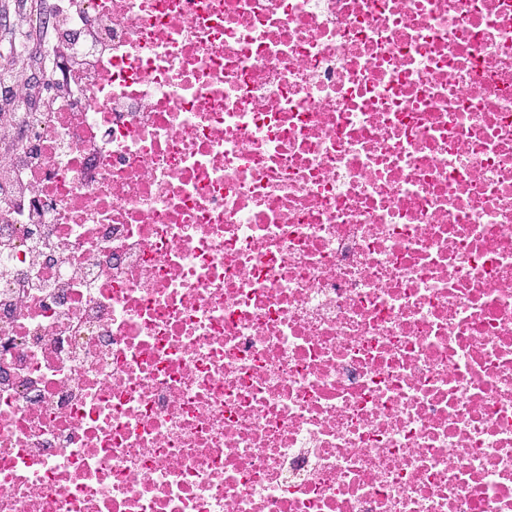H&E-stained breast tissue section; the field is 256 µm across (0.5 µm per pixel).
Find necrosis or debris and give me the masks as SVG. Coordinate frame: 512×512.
<instances>
[{
    "label": "necrosis or debris",
    "instance_id": "obj_1",
    "mask_svg": "<svg viewBox=\"0 0 512 512\" xmlns=\"http://www.w3.org/2000/svg\"><path fill=\"white\" fill-rule=\"evenodd\" d=\"M0 114V512H512V0H79ZM45 58L46 54L40 50L38 55L29 57L26 64H18L14 57L10 60V63L11 66H14V69L21 74L20 76L22 78L25 77L24 85L27 90V100H29L32 104L37 105L41 109L52 108L57 110L60 108V104L63 100L58 98L52 99L47 96L38 80H35L34 77L31 78L33 71H45L47 73ZM31 61H35V67H30L29 64Z\"/></svg>",
    "mask_w": 512,
    "mask_h": 512
}]
</instances>
